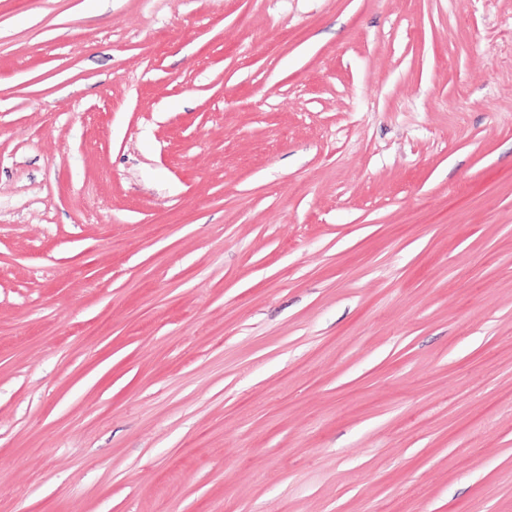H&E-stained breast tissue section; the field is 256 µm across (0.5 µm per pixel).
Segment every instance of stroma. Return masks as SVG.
<instances>
[{
  "instance_id": "35a3bbf8",
  "label": "stroma",
  "mask_w": 512,
  "mask_h": 512,
  "mask_svg": "<svg viewBox=\"0 0 512 512\" xmlns=\"http://www.w3.org/2000/svg\"><path fill=\"white\" fill-rule=\"evenodd\" d=\"M0 512H512V0H0Z\"/></svg>"
}]
</instances>
